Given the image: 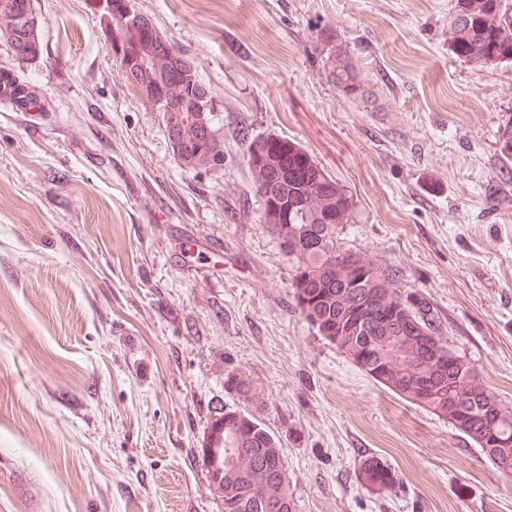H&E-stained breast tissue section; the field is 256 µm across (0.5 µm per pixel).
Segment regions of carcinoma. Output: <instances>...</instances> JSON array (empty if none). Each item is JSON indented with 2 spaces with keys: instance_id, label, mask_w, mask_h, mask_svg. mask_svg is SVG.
<instances>
[{
  "instance_id": "1",
  "label": "carcinoma",
  "mask_w": 512,
  "mask_h": 512,
  "mask_svg": "<svg viewBox=\"0 0 512 512\" xmlns=\"http://www.w3.org/2000/svg\"><path fill=\"white\" fill-rule=\"evenodd\" d=\"M453 53L481 68L512 63V0H456L450 21ZM10 41L16 57L33 60L40 47L32 29L17 28ZM328 78L344 93L358 91L350 57L339 45L325 59ZM190 85L180 90L178 160L191 164L205 155L224 165V139L200 152L189 112ZM0 96L36 105L29 86L0 73ZM500 157L512 160V125L497 141ZM260 199V219L285 253L296 259L293 299L304 319L375 382L400 398L443 417L470 439L504 474L512 476V407L483 383L466 358L441 366L424 357L433 341L439 356L448 342L439 334L433 310L423 299L394 287L395 274L341 246L343 226L355 223L353 196L298 143L276 137L274 147L248 161ZM302 201L304 205L291 208ZM224 447L246 464L224 468V512H290L288 484L275 479L286 471L280 439L255 415L226 409ZM362 484L378 491L395 485L397 476L380 460L368 457L359 470Z\"/></svg>"
}]
</instances>
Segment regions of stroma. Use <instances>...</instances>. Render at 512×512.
Segmentation results:
<instances>
[{
    "label": "stroma",
    "mask_w": 512,
    "mask_h": 512,
    "mask_svg": "<svg viewBox=\"0 0 512 512\" xmlns=\"http://www.w3.org/2000/svg\"><path fill=\"white\" fill-rule=\"evenodd\" d=\"M136 2L211 91L224 165L180 164L100 0H32L36 60L0 39L40 94L0 101V512H224L198 450L227 409L279 437L295 512H512V477L299 313L238 136L295 141L343 185L344 248L512 405V65L454 55L455 0ZM336 44L358 93L327 78ZM371 456L392 490L362 484Z\"/></svg>",
    "instance_id": "obj_1"
}]
</instances>
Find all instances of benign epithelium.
<instances>
[{
    "instance_id": "1",
    "label": "benign epithelium",
    "mask_w": 512,
    "mask_h": 512,
    "mask_svg": "<svg viewBox=\"0 0 512 512\" xmlns=\"http://www.w3.org/2000/svg\"><path fill=\"white\" fill-rule=\"evenodd\" d=\"M102 9L107 25L112 27V48L122 62V66L128 77L140 88L142 94L149 99L161 112L172 111L174 98L169 89L156 81H142L157 69L156 62L159 55L156 53L139 50V44L156 43L152 33L156 32L153 23L141 14L135 4V0H102ZM0 12L7 15L10 26L3 28L6 37H11L13 26L20 21H28L32 28L38 27V18L32 9L31 0H4L0 3ZM128 31L134 35V41L127 43L118 36V33ZM195 112L199 115L201 129L209 133L213 131L211 116H213L212 99L210 92L203 86L196 89ZM221 427L215 425L207 430L204 446L208 448L212 466L218 468V473L211 476L210 490L220 497L230 494L220 482V474L224 468L236 464V457L224 453V449L216 447L217 432Z\"/></svg>"
}]
</instances>
